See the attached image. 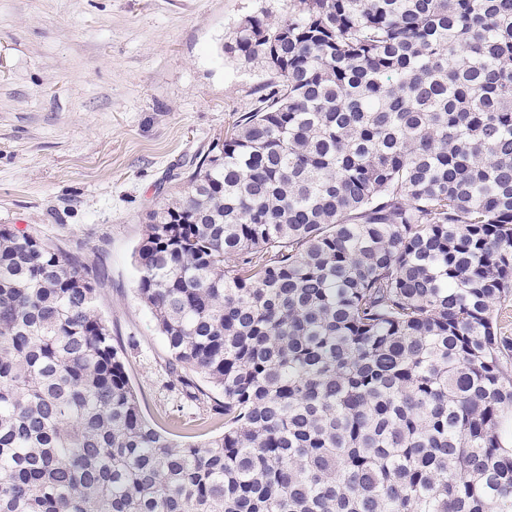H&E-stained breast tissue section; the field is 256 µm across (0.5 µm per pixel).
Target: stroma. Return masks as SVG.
Returning a JSON list of instances; mask_svg holds the SVG:
<instances>
[{"label": "stroma", "mask_w": 512, "mask_h": 512, "mask_svg": "<svg viewBox=\"0 0 512 512\" xmlns=\"http://www.w3.org/2000/svg\"><path fill=\"white\" fill-rule=\"evenodd\" d=\"M290 0H0V225L104 256L97 309L146 415L200 409L165 372L133 252L171 169L207 150L275 81L224 53Z\"/></svg>", "instance_id": "obj_1"}]
</instances>
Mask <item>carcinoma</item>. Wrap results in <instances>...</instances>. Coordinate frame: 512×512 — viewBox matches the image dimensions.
<instances>
[{
    "label": "carcinoma",
    "mask_w": 512,
    "mask_h": 512,
    "mask_svg": "<svg viewBox=\"0 0 512 512\" xmlns=\"http://www.w3.org/2000/svg\"><path fill=\"white\" fill-rule=\"evenodd\" d=\"M277 79L147 215L204 423L147 417L104 265L0 227V512H512V0H293Z\"/></svg>",
    "instance_id": "carcinoma-1"
}]
</instances>
